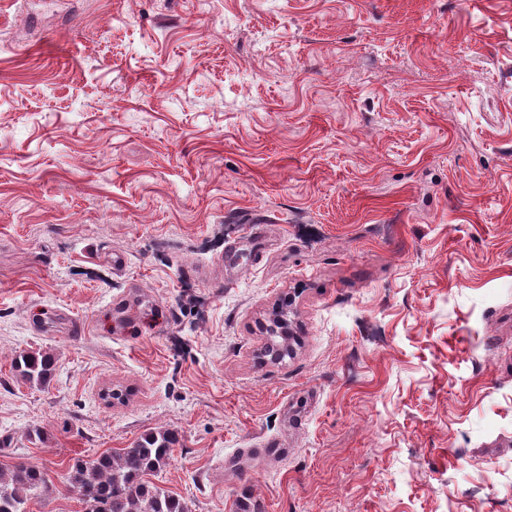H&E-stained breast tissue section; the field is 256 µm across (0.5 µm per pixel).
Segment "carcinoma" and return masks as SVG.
<instances>
[{
	"instance_id": "cac0c4a2",
	"label": "carcinoma",
	"mask_w": 512,
	"mask_h": 512,
	"mask_svg": "<svg viewBox=\"0 0 512 512\" xmlns=\"http://www.w3.org/2000/svg\"><path fill=\"white\" fill-rule=\"evenodd\" d=\"M55 367V357L49 353L21 351L12 359L16 379L32 387H47ZM176 443L170 431L151 432L115 456L76 461L68 480L85 505L84 512H188L183 499L152 481ZM50 492L46 473L30 462L0 469V512H31V499Z\"/></svg>"
}]
</instances>
